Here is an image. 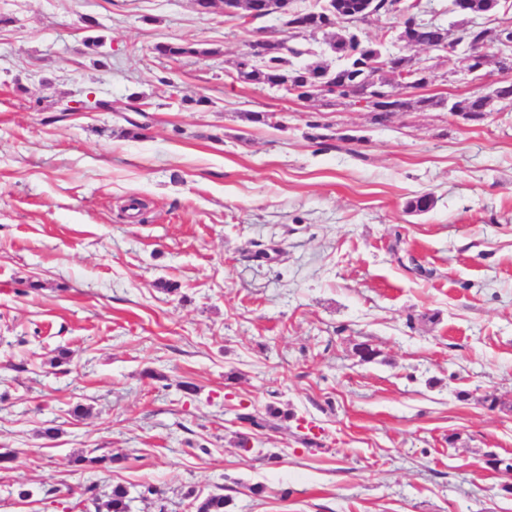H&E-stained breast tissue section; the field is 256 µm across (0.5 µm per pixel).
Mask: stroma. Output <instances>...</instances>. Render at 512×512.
I'll return each mask as SVG.
<instances>
[{
  "mask_svg": "<svg viewBox=\"0 0 512 512\" xmlns=\"http://www.w3.org/2000/svg\"><path fill=\"white\" fill-rule=\"evenodd\" d=\"M0 15V512H102L116 485L131 512L211 494L226 512H512V473L485 463L512 459V108L446 107L490 78L409 48L430 80L380 125L239 80L272 17ZM161 41L210 54L174 63ZM92 97L109 109L58 110ZM269 405L242 451L238 414ZM278 417L279 411L276 408L269 406L264 414H242L240 416H237V419L242 421V423L246 424L251 432H255L257 430L263 431L266 429L274 428V423L272 422V420Z\"/></svg>",
  "mask_w": 512,
  "mask_h": 512,
  "instance_id": "obj_1",
  "label": "stroma"
}]
</instances>
